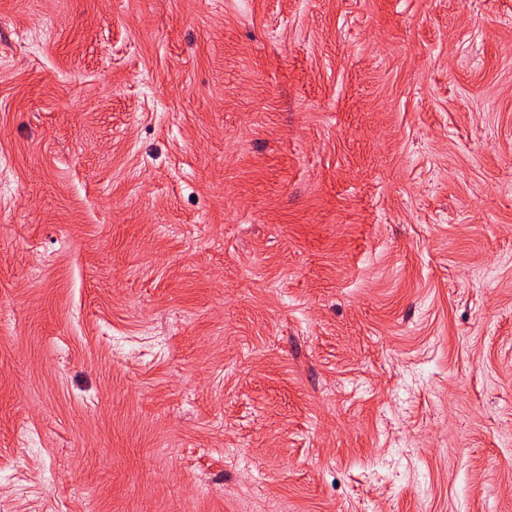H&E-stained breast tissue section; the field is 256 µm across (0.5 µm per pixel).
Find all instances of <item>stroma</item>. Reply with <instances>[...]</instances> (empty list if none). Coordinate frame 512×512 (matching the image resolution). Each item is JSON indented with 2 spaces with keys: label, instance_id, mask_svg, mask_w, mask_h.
Masks as SVG:
<instances>
[{
  "label": "stroma",
  "instance_id": "obj_1",
  "mask_svg": "<svg viewBox=\"0 0 512 512\" xmlns=\"http://www.w3.org/2000/svg\"><path fill=\"white\" fill-rule=\"evenodd\" d=\"M0 512H512V0H0Z\"/></svg>",
  "mask_w": 512,
  "mask_h": 512
}]
</instances>
